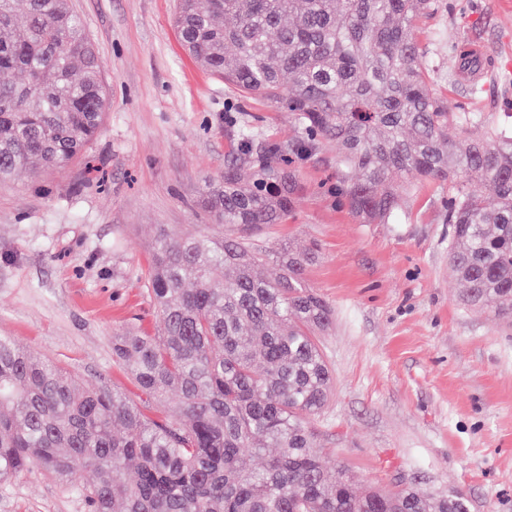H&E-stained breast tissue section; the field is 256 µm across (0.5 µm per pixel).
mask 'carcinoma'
<instances>
[{"label":"carcinoma","mask_w":512,"mask_h":512,"mask_svg":"<svg viewBox=\"0 0 512 512\" xmlns=\"http://www.w3.org/2000/svg\"><path fill=\"white\" fill-rule=\"evenodd\" d=\"M438 0H179L175 27L198 62L294 113L292 150L336 143V194L368 224L399 207L404 179L448 185V263L462 301L512 322V123L450 112L418 41ZM0 180L67 168L102 128L101 63L69 0H0ZM458 135L448 137L449 122ZM252 163L206 185L218 233L153 244L148 288L161 336L124 331L112 354L148 398L83 388L0 336V483L41 471L89 512H471L463 494L409 486L354 491L315 447L309 420L329 402L318 336L334 321L307 288L319 258L262 236L297 190L289 153L236 131ZM280 273L266 276L268 258ZM224 270V285L212 283Z\"/></svg>","instance_id":"1"}]
</instances>
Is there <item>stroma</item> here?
Wrapping results in <instances>:
<instances>
[{"mask_svg": "<svg viewBox=\"0 0 512 512\" xmlns=\"http://www.w3.org/2000/svg\"><path fill=\"white\" fill-rule=\"evenodd\" d=\"M446 3L420 33L427 57L475 41L497 65L479 98L466 73L438 80L437 93L455 112L512 113V0ZM70 5L101 60L109 108L64 171L0 182V336L162 417L171 403L147 399L112 354L123 328L162 332L147 287L154 240L211 223L201 193L226 162L249 175L235 126L283 147L299 132L291 113L241 96L184 50L176 0ZM336 161L332 144L296 159L293 208L265 234L274 246L319 247L305 283L335 316L320 338L333 395L310 422L321 448L356 488L408 483L463 493L471 512H512V327L460 303L447 185H416L389 223L366 224L336 196ZM0 512L87 510L34 471L0 485Z\"/></svg>", "mask_w": 512, "mask_h": 512, "instance_id": "1", "label": "stroma"}]
</instances>
